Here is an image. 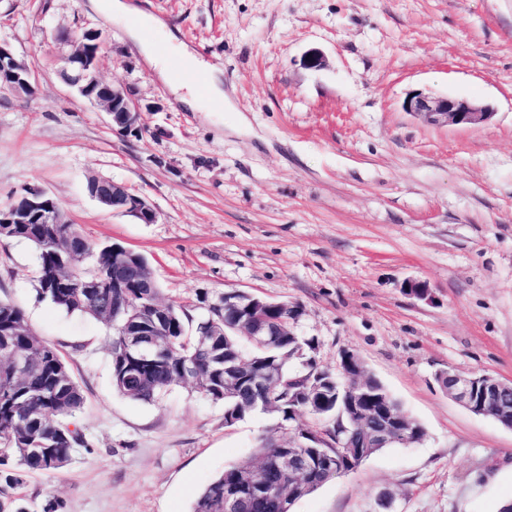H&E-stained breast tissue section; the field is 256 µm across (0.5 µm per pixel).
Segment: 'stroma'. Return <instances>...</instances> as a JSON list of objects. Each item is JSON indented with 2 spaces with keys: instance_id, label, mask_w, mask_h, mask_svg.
Returning <instances> with one entry per match:
<instances>
[{
  "instance_id": "obj_1",
  "label": "stroma",
  "mask_w": 512,
  "mask_h": 512,
  "mask_svg": "<svg viewBox=\"0 0 512 512\" xmlns=\"http://www.w3.org/2000/svg\"><path fill=\"white\" fill-rule=\"evenodd\" d=\"M224 74V107L193 111L170 65L158 76L124 23L89 0H0V42L39 93L0 94V209L30 189L53 197L93 243L143 254L165 302L196 317L224 292L299 304L298 336L337 369L355 352L424 428L301 498L293 512H499L512 500V430L445 395L439 370L512 380V0H131ZM98 30L99 75L123 88L135 130L113 128L60 76L58 31ZM325 62L311 69L309 50ZM473 100L476 127L404 112L413 90ZM125 185L154 211L105 208L90 178ZM38 253L0 238V300L23 308L65 356L85 404L86 444L8 495L38 512H190L224 468L273 424L184 386L159 403L112 386L109 331L42 297ZM426 283L431 300L406 285Z\"/></svg>"
}]
</instances>
